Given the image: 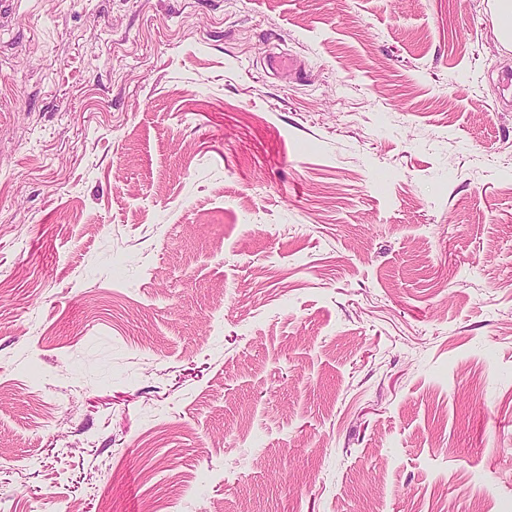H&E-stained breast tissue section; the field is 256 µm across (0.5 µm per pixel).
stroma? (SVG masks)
<instances>
[{"label": "stroma", "mask_w": 512, "mask_h": 512, "mask_svg": "<svg viewBox=\"0 0 512 512\" xmlns=\"http://www.w3.org/2000/svg\"><path fill=\"white\" fill-rule=\"evenodd\" d=\"M508 68L491 0H11L0 512H512Z\"/></svg>", "instance_id": "35a3bbf8"}]
</instances>
